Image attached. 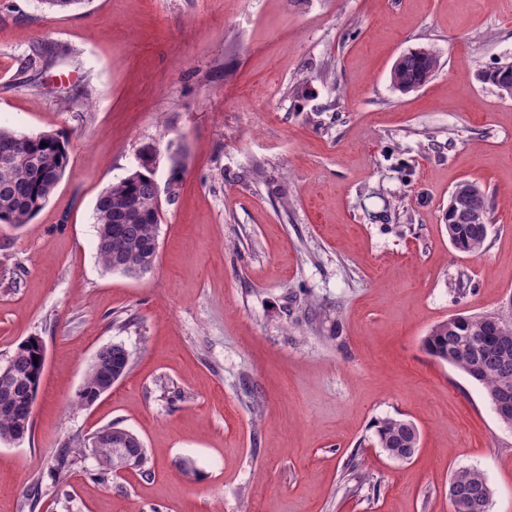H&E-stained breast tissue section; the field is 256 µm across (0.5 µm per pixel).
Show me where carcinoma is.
<instances>
[{
    "label": "carcinoma",
    "instance_id": "cac0c4a2",
    "mask_svg": "<svg viewBox=\"0 0 512 512\" xmlns=\"http://www.w3.org/2000/svg\"><path fill=\"white\" fill-rule=\"evenodd\" d=\"M45 63L44 52L37 50L26 61L27 82L35 83V74ZM440 66L438 53L420 48L403 54L393 65L390 82L409 93L430 80ZM487 82L499 90H512V71L506 69L487 74ZM47 146H41V143ZM70 163L67 138L60 133L24 134L0 127V223L18 228L45 206L63 178ZM161 199L155 191V175L150 158L117 183L104 189L95 202L93 219L97 228L96 251L106 270L130 278L141 277V271L156 261L154 241L159 224L151 221L159 214ZM469 241L468 253L482 251L485 239L482 225L463 228ZM458 324L444 321L434 325L422 345L424 351L440 362L465 373L481 385L490 400H495L502 387L512 384V331L505 332L494 324L492 315H462ZM37 345L19 343L8 360L13 374L11 414H0V443L13 444L25 427L32 425L31 403L36 393ZM132 363L131 353L120 343L101 348L93 358L78 393V404L90 406L101 397L107 374L121 379ZM112 432L123 435L126 456L116 454L109 441H74L63 445L52 466L54 478L63 479L71 467L91 454L102 474L108 475L128 465L143 468L146 448L133 431L112 425ZM377 447L400 462L409 461L420 445L421 435L411 420L386 417L374 424ZM492 500L487 479L473 469L463 468L448 482L451 512H480Z\"/></svg>",
    "mask_w": 512,
    "mask_h": 512
}]
</instances>
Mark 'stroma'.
I'll list each match as a JSON object with an SVG mask.
<instances>
[{"instance_id":"1","label":"stroma","mask_w":512,"mask_h":512,"mask_svg":"<svg viewBox=\"0 0 512 512\" xmlns=\"http://www.w3.org/2000/svg\"><path fill=\"white\" fill-rule=\"evenodd\" d=\"M57 45L31 87L24 60ZM420 47L441 67L401 93L390 70ZM505 62L512 0H0V126L71 150L41 211L0 224V365L46 349L32 436L0 443V512H450L460 468L512 512V427L422 348L453 315L512 318V98L479 79ZM148 146L158 184L171 153L185 170L131 279L100 263L93 207ZM464 180L489 199L476 255L443 223ZM113 343L131 371L78 405ZM385 417L419 428L410 461L375 444ZM113 423L146 472L88 458L54 484L62 445Z\"/></svg>"}]
</instances>
